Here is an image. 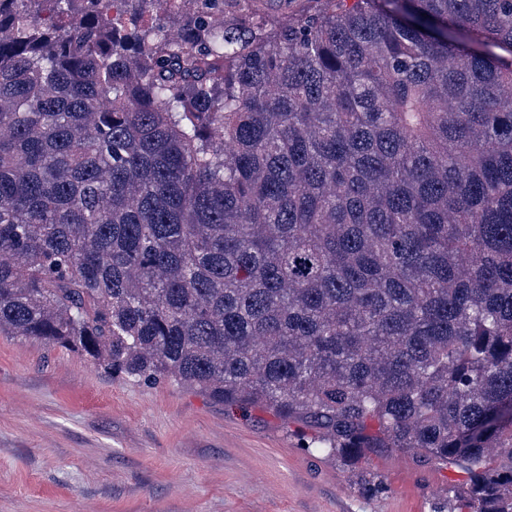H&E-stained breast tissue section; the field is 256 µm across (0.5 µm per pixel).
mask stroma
I'll list each match as a JSON object with an SVG mask.
<instances>
[{"label": "stroma", "instance_id": "stroma-1", "mask_svg": "<svg viewBox=\"0 0 512 512\" xmlns=\"http://www.w3.org/2000/svg\"><path fill=\"white\" fill-rule=\"evenodd\" d=\"M463 478L412 453L316 454L271 413L0 336V512H433Z\"/></svg>", "mask_w": 512, "mask_h": 512}]
</instances>
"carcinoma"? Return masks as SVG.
I'll use <instances>...</instances> for the list:
<instances>
[{
    "label": "carcinoma",
    "instance_id": "cac0c4a2",
    "mask_svg": "<svg viewBox=\"0 0 512 512\" xmlns=\"http://www.w3.org/2000/svg\"><path fill=\"white\" fill-rule=\"evenodd\" d=\"M307 2L0 0V335L512 512V0ZM306 0H252L251 5L259 10L260 15L266 18L287 23L299 9V5Z\"/></svg>",
    "mask_w": 512,
    "mask_h": 512
}]
</instances>
